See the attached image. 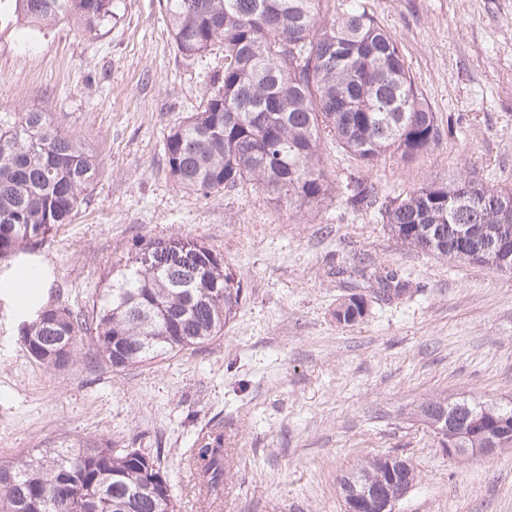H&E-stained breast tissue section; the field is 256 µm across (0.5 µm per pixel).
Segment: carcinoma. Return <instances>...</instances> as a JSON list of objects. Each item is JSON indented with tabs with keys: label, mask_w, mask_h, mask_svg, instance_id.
<instances>
[{
	"label": "carcinoma",
	"mask_w": 512,
	"mask_h": 512,
	"mask_svg": "<svg viewBox=\"0 0 512 512\" xmlns=\"http://www.w3.org/2000/svg\"><path fill=\"white\" fill-rule=\"evenodd\" d=\"M323 0H165L168 29L184 56L224 49V77L199 109L171 129L164 154L184 187L208 195L253 182L269 196L309 206L332 192L320 164L323 139L370 166L388 153L412 159L439 136L435 113L422 98L398 42L351 0L322 15ZM119 18L118 0H0V26L21 22L33 34L73 19L96 34ZM98 158L61 131L49 113H0V257L68 224L99 174ZM512 188L475 180L427 184L390 201L382 213L393 237L452 261L488 265L479 242L460 236L469 224L491 237L512 223ZM161 248L192 254V266L172 272L139 261ZM404 293L394 273L377 278ZM242 284L213 250L183 239H154L112 275L92 318L66 307L36 311L22 343L33 358L61 367L47 349L61 337L76 348L91 333L99 357L125 369L167 353L203 345L236 315ZM352 294L337 305L343 322L363 316ZM121 344L123 351L113 350ZM512 413V404L456 402ZM201 487L224 488V437L195 453ZM0 512H176L161 453L114 448L96 439L80 448H47L39 458L0 462Z\"/></svg>",
	"instance_id": "cac0c4a2"
}]
</instances>
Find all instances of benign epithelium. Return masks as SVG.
I'll use <instances>...</instances> for the list:
<instances>
[{
    "instance_id": "7a95c632",
    "label": "benign epithelium",
    "mask_w": 512,
    "mask_h": 512,
    "mask_svg": "<svg viewBox=\"0 0 512 512\" xmlns=\"http://www.w3.org/2000/svg\"><path fill=\"white\" fill-rule=\"evenodd\" d=\"M511 230V226L503 224L497 235L486 241L485 253L489 262L496 261L500 245ZM446 404L445 400L431 399L420 407L421 419L432 427L446 454L489 456L501 449L512 447L511 414L494 419L497 430L488 442L480 445L476 443L479 429L475 428V417L469 416L443 429L435 425L442 414L441 407ZM415 481L414 468L408 461L397 456L379 457L373 469H366L360 473L354 471L342 479L345 512H395L396 503L413 487Z\"/></svg>"
}]
</instances>
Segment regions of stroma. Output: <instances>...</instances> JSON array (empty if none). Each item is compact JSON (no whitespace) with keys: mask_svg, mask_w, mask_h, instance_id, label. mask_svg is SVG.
<instances>
[{"mask_svg":"<svg viewBox=\"0 0 512 512\" xmlns=\"http://www.w3.org/2000/svg\"><path fill=\"white\" fill-rule=\"evenodd\" d=\"M103 36L61 21L0 32V112L42 110L98 157L73 221L0 258V462L94 439L160 452L177 512H345L340 477L383 455L417 473L396 512H512V450L451 457L420 405L512 402V272L427 254L382 222L392 198L436 182L512 186V0H365L398 41L440 129L411 160L371 166L325 145L333 193L278 203L252 184L208 195L170 174L164 141L196 112L224 53L181 55L161 0H120ZM369 196L353 203L358 188ZM188 238L222 255L243 298L221 337L124 370L84 338L52 369L26 351L10 282L44 272L42 305L92 313L137 244ZM412 286L386 299L366 275ZM364 318L337 323L350 294ZM224 434V491L205 496L192 450Z\"/></svg>","mask_w":512,"mask_h":512,"instance_id":"35a3bbf8","label":"stroma"}]
</instances>
